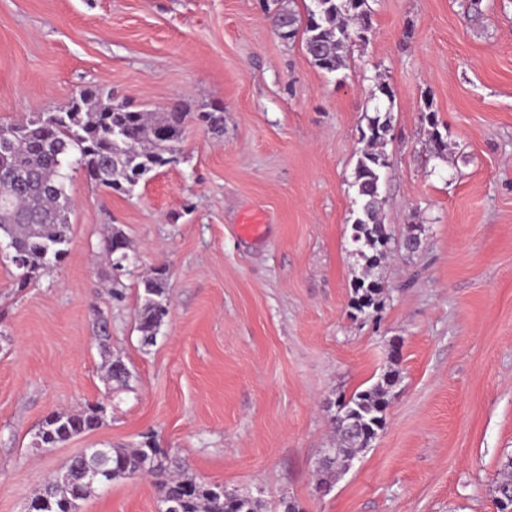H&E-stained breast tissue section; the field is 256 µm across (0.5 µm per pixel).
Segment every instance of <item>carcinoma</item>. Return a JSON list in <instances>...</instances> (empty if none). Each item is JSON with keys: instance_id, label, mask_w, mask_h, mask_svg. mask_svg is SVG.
<instances>
[{"instance_id": "obj_1", "label": "carcinoma", "mask_w": 512, "mask_h": 512, "mask_svg": "<svg viewBox=\"0 0 512 512\" xmlns=\"http://www.w3.org/2000/svg\"><path fill=\"white\" fill-rule=\"evenodd\" d=\"M265 5L266 18L284 41L302 36L306 53L318 69L333 73L346 67V49L353 39L366 40L372 27L368 0H310L305 12L292 7L294 0H272ZM376 105L364 115L359 130V147L353 186L356 211L351 224L354 252L365 262L364 272L352 283L351 308L374 316L379 311L382 286L374 271L395 243L383 222L381 186L388 166L384 147L392 127L393 92L384 81L373 91ZM197 120L216 132L224 128L222 112H184L174 106L164 112L132 111L115 104L112 96L86 87L72 97L70 104L56 112H44L33 119L5 128L9 148H0V237L13 245V263H21L17 285L26 286L36 273L63 260L70 241L65 191L67 171L82 170L90 180L111 190L130 194L139 181L153 170L174 161L189 122ZM430 127L429 145L444 157L447 144L438 129L435 112L425 113ZM105 247L112 263L134 264L130 242L123 232L108 228ZM143 303L138 311L137 330L145 344L152 343L167 317L168 271L156 267L142 281ZM398 361L383 371L370 386L350 396L340 395L332 418L336 447L318 466L320 486H331L353 464L360 451L369 447L386 427V410L391 391L399 380L394 369ZM107 381L128 386L130 371L120 358L109 360ZM107 405L89 404L75 413H48L37 437L45 448L105 422ZM109 482L148 475L160 497L182 502V512H263L259 500L236 491L218 493L175 468L165 448L144 444L130 451L109 449L102 464ZM92 486L74 476V483L61 482L52 491L54 512H75L76 501ZM512 492V465L504 464L491 486L494 499Z\"/></svg>"}]
</instances>
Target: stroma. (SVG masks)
I'll list each match as a JSON object with an SVG mask.
<instances>
[{"instance_id":"obj_1","label":"stroma","mask_w":512,"mask_h":512,"mask_svg":"<svg viewBox=\"0 0 512 512\" xmlns=\"http://www.w3.org/2000/svg\"><path fill=\"white\" fill-rule=\"evenodd\" d=\"M373 29L347 65L314 67L259 0H0V125L66 108L94 86L191 123L178 159L125 195L70 173L63 261L24 289L0 251V512L83 449H170L198 481L280 512H498L489 489L512 454V0H369ZM389 84L384 222L423 227L388 257L375 317H353L357 130ZM448 142L428 145L425 110ZM260 215L261 237L241 230ZM138 261L122 300L104 229ZM169 273L156 341L136 330L153 266ZM110 339L96 338L97 317ZM400 340L387 427L325 496L340 394L373 383ZM131 371L110 388L108 356ZM108 401L104 425L40 452L43 418ZM150 478L94 488L77 512H161Z\"/></svg>"}]
</instances>
